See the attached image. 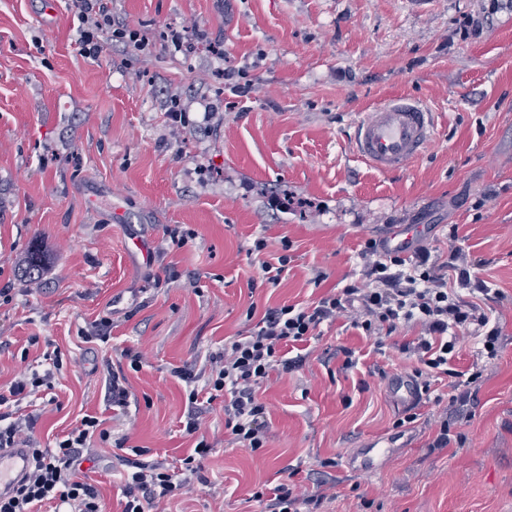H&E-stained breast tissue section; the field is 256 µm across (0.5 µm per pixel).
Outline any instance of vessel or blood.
<instances>
[{"instance_id":"b4317fda","label":"vessel or blood","mask_w":512,"mask_h":512,"mask_svg":"<svg viewBox=\"0 0 512 512\" xmlns=\"http://www.w3.org/2000/svg\"><path fill=\"white\" fill-rule=\"evenodd\" d=\"M434 138V121L430 110L413 99L396 97L376 104L354 124V150L370 167L381 172L403 170L418 158ZM393 395L410 403L418 396L414 380L405 374L391 380ZM393 443L381 439L370 447L356 450L346 457L349 468L359 473L379 471V462L396 453ZM29 448L19 445L0 448V494L8 492L28 471Z\"/></svg>"}]
</instances>
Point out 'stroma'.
<instances>
[{
  "label": "stroma",
  "instance_id": "obj_1",
  "mask_svg": "<svg viewBox=\"0 0 512 512\" xmlns=\"http://www.w3.org/2000/svg\"><path fill=\"white\" fill-rule=\"evenodd\" d=\"M505 0H112V14L148 38L133 54L112 41L99 57L80 53L70 0H0V385L22 365L42 370L49 346L71 363L55 379V403L36 404L44 448L83 415L112 436L176 460L194 442L183 435L185 384L174 368L203 365L208 350L247 328L246 311L309 301L362 277L366 239L418 227L413 245L446 260L448 225L482 260L484 288H458L502 329L497 357L474 340L451 362L481 378L472 408L427 403L406 431L405 406L388 379L416 362L373 350L344 320L323 323L298 368L273 376L262 394L268 442L253 452L224 431L220 407L202 428L213 451L193 483L165 512H268L253 492L287 471L324 512H512V28ZM204 26L224 39V56L187 55L162 31ZM252 85L238 97L223 70ZM426 103L435 136L406 169L381 173L352 151L353 122L394 97ZM180 104L184 128L167 114ZM219 107L205 120L207 107ZM194 229L173 248L166 226ZM292 247L278 285L267 284L266 254ZM47 263L36 279L20 269L32 247ZM178 281L169 283V271ZM200 278L202 293L185 286ZM110 317L108 341L78 331ZM37 344H30V337ZM143 352L127 371L128 409L107 400L108 370L125 348ZM357 365L342 371L338 350ZM449 420L450 443L430 450V424ZM408 441L377 473L348 469L345 456L377 438ZM114 447L97 444L88 476L106 512H121L112 476ZM333 459L335 467H323Z\"/></svg>",
  "mask_w": 512,
  "mask_h": 512
}]
</instances>
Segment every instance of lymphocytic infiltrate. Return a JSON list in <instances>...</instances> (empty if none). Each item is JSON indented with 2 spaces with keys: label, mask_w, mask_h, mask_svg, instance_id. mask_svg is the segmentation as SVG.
Instances as JSON below:
<instances>
[{
  "label": "lymphocytic infiltrate",
  "mask_w": 512,
  "mask_h": 512,
  "mask_svg": "<svg viewBox=\"0 0 512 512\" xmlns=\"http://www.w3.org/2000/svg\"><path fill=\"white\" fill-rule=\"evenodd\" d=\"M71 9L83 53L97 56L106 38L140 53L149 45L139 29L115 21L110 0H71ZM448 240L447 260L436 263L425 246L391 250L384 241L367 239L360 250L363 281L308 303L269 308L261 315L248 308L251 324L245 333L208 355L203 389H195L197 375L192 367L175 368V376L191 385L183 431L195 442L192 454L175 466L154 458L152 449L129 446L127 437L111 438L98 417L89 414L57 438L54 447H40L32 434L34 416L19 414L18 407L23 399L40 397L51 389L54 375L67 368L60 351L48 353L49 370L20 374L7 389H0V448L22 442L31 448L33 458L29 474L10 495L0 497V512H42L46 507L52 512L61 507L67 512H104L96 482L81 474L84 450L96 440L113 441L119 452L117 474L125 497L122 512H158L161 504L201 477L199 459L211 450L201 432L204 407L221 406L225 430L242 447L253 452L265 447L267 407L260 391L272 375L296 368V361L287 356L288 346L307 342L327 321L347 319L352 328L374 338L379 349L385 337L399 327L421 326L422 336L401 343L400 349L415 357L414 380L425 397L436 382L452 376L448 360L459 332H475L487 356L495 357L501 336L498 326L491 324L479 303L460 299L448 285L452 277L462 286L471 283L470 266L458 245L457 225H449ZM254 497L267 499L270 512H319L325 500L321 493H302L291 474L274 487L256 491Z\"/></svg>",
  "instance_id": "f902f5d3"
}]
</instances>
